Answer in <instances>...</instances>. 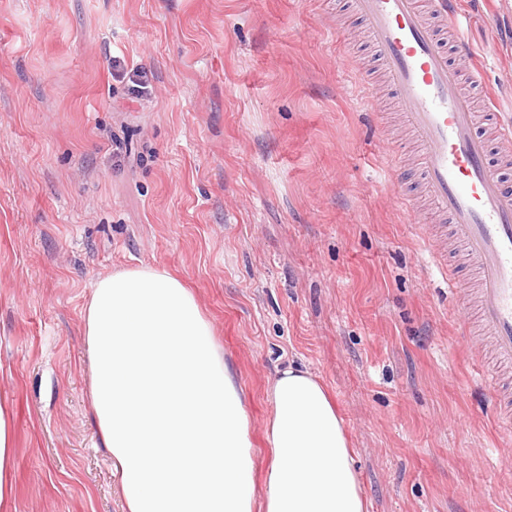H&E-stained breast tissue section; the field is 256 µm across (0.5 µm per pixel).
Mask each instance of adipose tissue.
I'll return each instance as SVG.
<instances>
[{
    "label": "adipose tissue",
    "instance_id": "adipose-tissue-1",
    "mask_svg": "<svg viewBox=\"0 0 512 512\" xmlns=\"http://www.w3.org/2000/svg\"><path fill=\"white\" fill-rule=\"evenodd\" d=\"M88 393L124 512H367L334 397L308 369L265 393L258 470L235 375L195 294L168 270L99 278L83 312ZM12 416L0 405V512L14 492Z\"/></svg>",
    "mask_w": 512,
    "mask_h": 512
}]
</instances>
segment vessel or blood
I'll return each instance as SVG.
<instances>
[{
	"label": "vessel or blood",
	"instance_id": "b4317fda",
	"mask_svg": "<svg viewBox=\"0 0 512 512\" xmlns=\"http://www.w3.org/2000/svg\"><path fill=\"white\" fill-rule=\"evenodd\" d=\"M371 37L375 59L411 133L407 144L415 175L430 198L441 233L429 241L432 259L448 289L457 279L440 244L456 243L479 281L477 318L497 358L512 363V121L478 112L484 65L449 29L473 21L458 0H351ZM498 161H491L490 151ZM499 423L512 431V389L490 393Z\"/></svg>",
	"mask_w": 512,
	"mask_h": 512
}]
</instances>
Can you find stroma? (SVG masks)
Listing matches in <instances>:
<instances>
[{
	"instance_id": "35a3bbf8",
	"label": "stroma",
	"mask_w": 512,
	"mask_h": 512,
	"mask_svg": "<svg viewBox=\"0 0 512 512\" xmlns=\"http://www.w3.org/2000/svg\"><path fill=\"white\" fill-rule=\"evenodd\" d=\"M512 44V0H465ZM146 72L135 98L113 59ZM371 81L375 111L356 92ZM346 0H0V401L11 512H122L86 394L82 311L143 265L195 293L250 401L288 362L333 394L368 512H512V435L468 312L428 264L435 209ZM130 155L112 162V141ZM405 188L413 214L393 193ZM12 442V416L8 408L0 405V510L9 512L14 492V448Z\"/></svg>"
}]
</instances>
